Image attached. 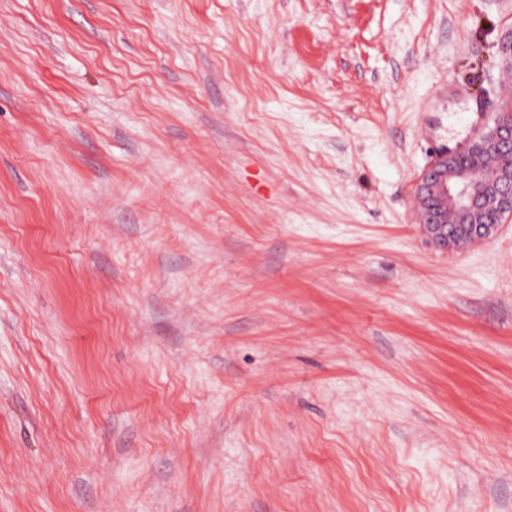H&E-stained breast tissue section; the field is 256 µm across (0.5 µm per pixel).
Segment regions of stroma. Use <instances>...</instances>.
I'll return each instance as SVG.
<instances>
[{
	"instance_id": "stroma-1",
	"label": "stroma",
	"mask_w": 512,
	"mask_h": 512,
	"mask_svg": "<svg viewBox=\"0 0 512 512\" xmlns=\"http://www.w3.org/2000/svg\"><path fill=\"white\" fill-rule=\"evenodd\" d=\"M512 0H0V512H512V220L409 203Z\"/></svg>"
}]
</instances>
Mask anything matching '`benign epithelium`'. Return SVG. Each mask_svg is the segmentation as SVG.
Here are the masks:
<instances>
[{"mask_svg": "<svg viewBox=\"0 0 512 512\" xmlns=\"http://www.w3.org/2000/svg\"><path fill=\"white\" fill-rule=\"evenodd\" d=\"M464 150L511 157L512 109L498 108ZM414 197L429 239L440 249L462 251L512 219V166L484 172L463 165L458 153L444 152L418 176Z\"/></svg>", "mask_w": 512, "mask_h": 512, "instance_id": "benign-epithelium-1", "label": "benign epithelium"}]
</instances>
